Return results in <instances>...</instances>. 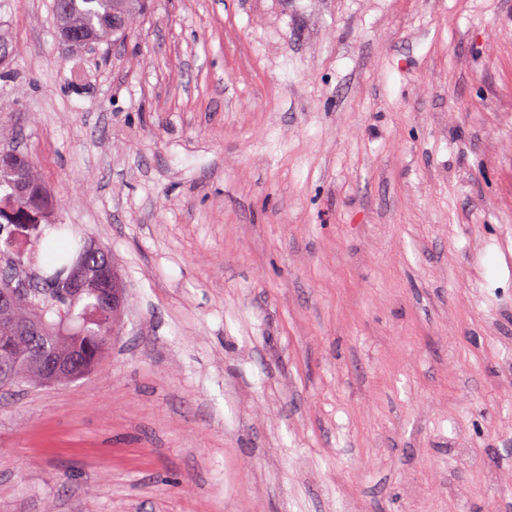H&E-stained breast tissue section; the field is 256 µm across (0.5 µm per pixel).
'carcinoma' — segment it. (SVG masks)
<instances>
[{
	"instance_id": "cac0c4a2",
	"label": "carcinoma",
	"mask_w": 512,
	"mask_h": 512,
	"mask_svg": "<svg viewBox=\"0 0 512 512\" xmlns=\"http://www.w3.org/2000/svg\"><path fill=\"white\" fill-rule=\"evenodd\" d=\"M144 9L142 0H66L65 9L55 11L57 30L73 28L90 33L101 42L125 34L132 15ZM123 18V30L112 29V14ZM14 160L21 167L17 174L10 166H0V186L10 189L0 207V232L16 223L19 209L34 215L30 223L37 228L30 232L26 253L7 258L0 266V292L8 294L9 303L0 307V326L35 320L43 325L44 338L20 336L15 350L21 359L43 344L61 358L68 359L84 375H89L109 349L104 339L112 329V307L103 306L90 284L95 273L87 270L89 287L74 293L65 288L73 258L58 255L54 266L45 270L38 266L37 256L54 244L50 232L62 230L61 225L39 226L44 212V186L33 161L20 150Z\"/></svg>"
}]
</instances>
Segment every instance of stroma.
Instances as JSON below:
<instances>
[{"instance_id":"stroma-1","label":"stroma","mask_w":512,"mask_h":512,"mask_svg":"<svg viewBox=\"0 0 512 512\" xmlns=\"http://www.w3.org/2000/svg\"><path fill=\"white\" fill-rule=\"evenodd\" d=\"M0 129L126 290L0 389V512H512V0H151Z\"/></svg>"}]
</instances>
